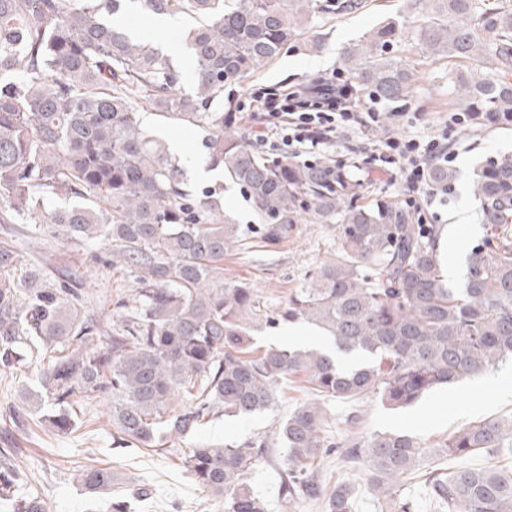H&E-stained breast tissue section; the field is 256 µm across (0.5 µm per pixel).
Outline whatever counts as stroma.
Instances as JSON below:
<instances>
[{
    "label": "stroma",
    "instance_id": "1",
    "mask_svg": "<svg viewBox=\"0 0 512 512\" xmlns=\"http://www.w3.org/2000/svg\"><path fill=\"white\" fill-rule=\"evenodd\" d=\"M401 6L402 0H371L362 10L325 22L320 51L289 48L263 73L233 88L232 97L246 103L252 92L266 87L292 92L314 86L323 78L332 81L343 76L339 58L342 47L359 39L384 16L396 14ZM147 21V15L136 11L122 18L125 27L147 32L154 44L173 56L182 76V88L190 89L193 67L183 38L185 20L171 18L164 29L148 26ZM401 50L405 62L417 69L407 110L418 113V120L412 124L395 121L385 105L362 98L363 108L378 112V126L368 131L358 150L336 144L324 147L321 154L340 164L357 158L353 174L360 183L362 201L385 199L402 203L416 199L421 205L422 223L452 225L458 246L466 254L486 233L480 202L473 190L474 170L486 160L512 154V127L475 130L452 124L454 108L450 104L447 63L420 60L407 43ZM142 123L153 135L179 143L178 155L186 167L204 161L200 128L177 125L149 112L143 113ZM443 133L448 136V155L456 174L446 203L426 204L424 193H410L401 182L369 174L375 146L385 135L409 134L425 139ZM337 234V225L308 223L300 225L297 236L275 247L251 239L246 246L225 254L224 278L256 288L261 310L276 313L309 271L335 256ZM3 248L14 250L24 263L39 268L46 276L56 279L76 274L85 309L93 315L116 314L117 301L130 298L135 286L129 269L107 265L111 247L104 241L83 248L59 232L34 233L25 224H0V249ZM33 374L32 364L26 361L6 381H0V448L13 449L26 490L41 501L46 512H108L109 502L116 499L128 501L133 512H224L223 503L192 480L181 458L198 440L221 444L260 436L272 441L273 448L268 461L253 471L250 484L266 499L269 512H323L321 504L300 497L292 499L289 508L281 506L285 486L283 450L276 445L279 424L297 405L312 398L311 385L304 376L284 379L276 390L274 406L263 414L251 418L217 416L195 438L174 439L167 449L151 451L117 443L113 437L112 403L106 397L89 406L75 405L76 426L72 431H53L43 421L50 414V407L39 409L24 400L26 393L37 389ZM326 408L325 430L332 438L348 434L350 427L345 419L355 410L362 419V433L403 431L432 446L469 423L511 415L512 367L506 365L465 379L453 388L434 391L402 410L386 409L372 398L356 403L331 401ZM90 466L109 467L117 474L110 492L91 496L82 491L75 475ZM308 471L329 488L343 481L354 484L353 512H374L365 476L349 472L337 456L314 460ZM141 487L148 489V496L136 497L135 491Z\"/></svg>",
    "mask_w": 512,
    "mask_h": 512
}]
</instances>
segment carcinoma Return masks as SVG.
<instances>
[{"label": "carcinoma", "mask_w": 512, "mask_h": 512, "mask_svg": "<svg viewBox=\"0 0 512 512\" xmlns=\"http://www.w3.org/2000/svg\"><path fill=\"white\" fill-rule=\"evenodd\" d=\"M363 7L360 0H0V224L58 226L83 245L106 240L112 263L136 269L135 301L119 324L91 317L73 288L0 249V374L39 360L36 405L66 433L73 404L108 397L117 439L156 448L163 437L196 433L222 413L249 418L271 409L275 388L303 374L315 399L281 424L288 499L352 512L353 486L326 490L307 464L338 451L365 470L377 512H414L402 482L439 456L495 455L482 468L430 471L429 495L448 512H512V415L470 423L435 448L414 436L375 432L335 442L325 435V400L375 398L405 409L430 392L512 360V155L479 166L474 192L487 234L467 256L456 288L444 281L442 227L417 208L358 203L351 174L324 158L263 156L233 131L224 91L264 72L288 44ZM392 16L340 54L350 93L407 101L415 69L395 54L405 39L425 60L448 62L453 104L469 127L512 125V5L506 0H405ZM134 9L197 21L185 40L194 59L190 91L169 55L112 17ZM414 17L408 31L405 21ZM204 131L208 164L245 192L262 225L237 224L216 191L187 187L180 158L141 124L143 111ZM453 169L428 171L430 187ZM338 225V254L318 266L270 325L315 327L325 348L270 347L251 354L260 300L245 282L224 281V254L258 233L275 247L298 225ZM191 402L172 413L170 396ZM262 438L198 443L183 466L224 502V512H269L248 476L268 460ZM0 449V499L13 512H44L21 493L20 475ZM80 485L98 495L115 475L86 468Z\"/></svg>", "instance_id": "carcinoma-1"}]
</instances>
